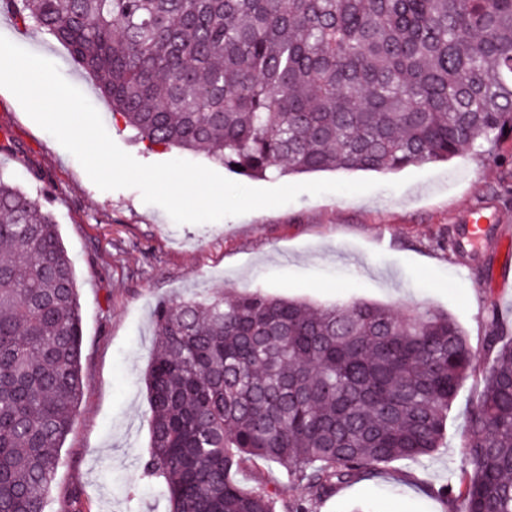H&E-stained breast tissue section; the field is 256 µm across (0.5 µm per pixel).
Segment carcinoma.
<instances>
[{
	"label": "carcinoma",
	"mask_w": 512,
	"mask_h": 512,
	"mask_svg": "<svg viewBox=\"0 0 512 512\" xmlns=\"http://www.w3.org/2000/svg\"><path fill=\"white\" fill-rule=\"evenodd\" d=\"M147 147L261 178L394 172L512 140V0H5ZM0 512H45L83 397L59 224L0 168ZM143 474L168 512H311L446 439L475 354L450 315L253 291L159 304ZM455 512H512V330L491 315ZM305 497L244 490L250 462Z\"/></svg>",
	"instance_id": "carcinoma-1"
}]
</instances>
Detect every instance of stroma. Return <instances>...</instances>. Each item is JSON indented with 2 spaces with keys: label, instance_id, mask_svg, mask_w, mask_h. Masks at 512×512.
<instances>
[{
  "label": "stroma",
  "instance_id": "stroma-1",
  "mask_svg": "<svg viewBox=\"0 0 512 512\" xmlns=\"http://www.w3.org/2000/svg\"><path fill=\"white\" fill-rule=\"evenodd\" d=\"M0 35L54 62L99 112L112 140L137 161L162 163L178 149H148L112 122V104L68 52L0 8ZM0 167L45 198L74 261L82 313L84 395L61 450L47 512H168L157 479L143 475L150 407L144 375L154 345L152 313L172 299L223 288L332 304L365 299L401 314L428 307L465 329L475 368L448 418L444 448L418 464L395 461L374 477L339 486L314 512H451L428 489L456 482L466 408L484 368L490 312L512 325V289L493 293L512 255L489 225L482 247L465 245L462 212L478 204L512 225V149L498 163L466 150L447 162L379 174L360 195H300L277 208L204 224H178L138 189L100 190L83 167L0 88ZM402 181L389 189L390 181Z\"/></svg>",
  "mask_w": 512,
  "mask_h": 512
}]
</instances>
